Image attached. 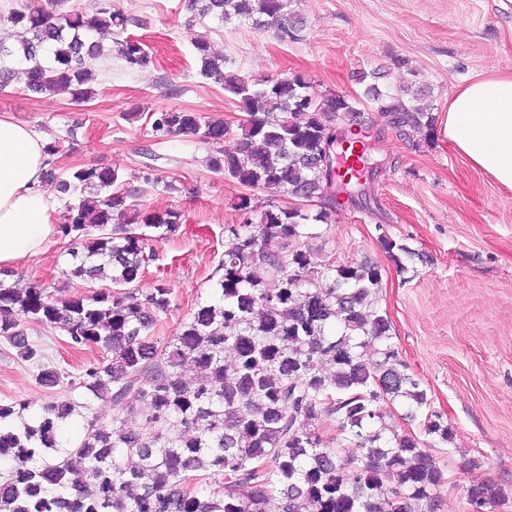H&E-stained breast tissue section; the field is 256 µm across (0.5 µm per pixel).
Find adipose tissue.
I'll return each instance as SVG.
<instances>
[{
  "mask_svg": "<svg viewBox=\"0 0 512 512\" xmlns=\"http://www.w3.org/2000/svg\"><path fill=\"white\" fill-rule=\"evenodd\" d=\"M442 134L471 167L512 189V70L494 69L457 85ZM49 160L40 137L0 117V268L42 254L58 234L43 185Z\"/></svg>",
  "mask_w": 512,
  "mask_h": 512,
  "instance_id": "adipose-tissue-1",
  "label": "adipose tissue"
}]
</instances>
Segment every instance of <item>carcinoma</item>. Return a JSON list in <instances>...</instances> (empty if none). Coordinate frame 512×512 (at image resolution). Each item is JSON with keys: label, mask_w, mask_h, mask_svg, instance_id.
I'll return each instance as SVG.
<instances>
[{"label": "carcinoma", "mask_w": 512, "mask_h": 512, "mask_svg": "<svg viewBox=\"0 0 512 512\" xmlns=\"http://www.w3.org/2000/svg\"><path fill=\"white\" fill-rule=\"evenodd\" d=\"M68 0L13 9L6 21L22 30L0 43V59L24 66L33 94L66 93L87 100L93 64L103 56L92 33L113 35L115 52L131 69L151 63L145 45L128 35L133 21L119 0H92L90 11L66 10ZM194 18L236 17L256 29L296 40L305 19L291 0H183ZM192 46L199 74L224 87L247 118L230 150H215L209 167L269 196L267 204L239 198L240 224L224 227L222 275L173 338L150 331L170 310L168 288H139L149 242L175 235L181 214L141 211L128 203L118 168L84 166L44 181L66 202L61 236L72 258L70 276L85 284L108 280L90 296H57L41 284L0 283V340L38 370L39 383L68 397L27 417L24 403L0 404V512H436L448 471L433 454L452 435L443 415L393 342L380 305L387 275L369 261L319 263L309 242L323 236L330 213L286 209L275 198L323 199V147L336 125L359 124L361 109L336 93H317L302 75L254 80L226 70L205 37ZM398 85L364 96L397 129H433L428 91L410 79L408 60L394 58ZM152 130L218 146L230 135L222 120L172 109L153 115ZM383 251L399 272L401 255H415L386 235ZM61 330L74 349L106 356L72 375L45 364L27 326ZM192 365L188 383L182 368ZM83 390L112 403V420L98 418ZM401 402L417 431L398 432L385 405ZM83 413L86 432L59 441L67 419ZM137 414L143 427L127 426ZM328 421L336 435L326 438ZM512 502L499 485L467 490L468 512Z\"/></svg>", "instance_id": "cac0c4a2"}]
</instances>
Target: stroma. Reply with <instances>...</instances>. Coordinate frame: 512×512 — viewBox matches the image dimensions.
<instances>
[{
    "instance_id": "1",
    "label": "stroma",
    "mask_w": 512,
    "mask_h": 512,
    "mask_svg": "<svg viewBox=\"0 0 512 512\" xmlns=\"http://www.w3.org/2000/svg\"><path fill=\"white\" fill-rule=\"evenodd\" d=\"M120 4L135 19L129 34L152 56L148 68L128 69L114 54L103 58L93 96L82 103L30 94L18 72L0 91V116L55 144L58 173L116 167L138 188V208L181 213L179 232L153 242L157 259L139 283L171 290V308L152 330L164 341L210 297L224 228L241 222L237 203L248 193L209 168L212 145L152 132L151 115L175 108L234 128L245 118L223 86L200 76L192 36H208L238 74L255 80L299 74L320 92L351 99L362 97L368 76L381 90L394 89L398 73L391 60L406 59L416 81L429 87L439 122L457 85L494 66L512 69V0H293L307 26L288 42L235 19L189 22L182 0ZM365 111L370 148L364 162L375 169L363 183L367 204L336 206L325 236L312 246L322 261L385 267L381 306L394 341L453 433L435 451L452 482L443 512H467L471 484L491 481L512 493V190L470 167L440 132L402 134L373 105ZM149 165L162 180L179 175L176 189L144 183ZM383 234L413 250L406 272H397L382 250ZM68 264L57 237L0 279L22 288L41 282L60 295L91 294V286L67 275ZM28 334L60 370L77 373L102 357L97 348L68 347L62 333L46 325H30ZM52 398L35 369L0 341V404L40 407ZM474 457L479 467H470Z\"/></svg>"
}]
</instances>
